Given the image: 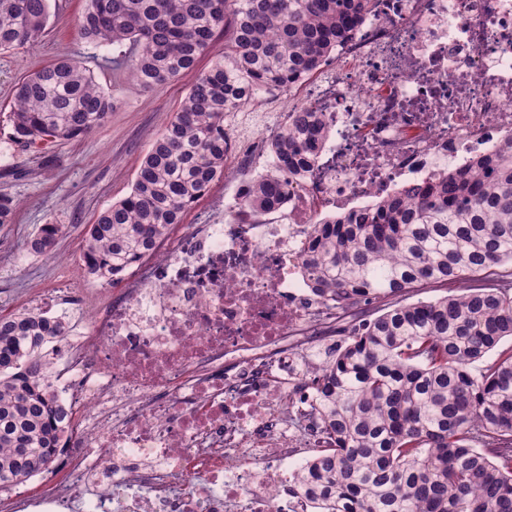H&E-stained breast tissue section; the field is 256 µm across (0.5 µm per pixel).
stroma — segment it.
I'll list each match as a JSON object with an SVG mask.
<instances>
[{
	"label": "stroma",
	"instance_id": "stroma-1",
	"mask_svg": "<svg viewBox=\"0 0 512 512\" xmlns=\"http://www.w3.org/2000/svg\"><path fill=\"white\" fill-rule=\"evenodd\" d=\"M82 0H53L44 36L28 48L0 54V193L18 201L12 223L0 225V316L42 300L69 326L82 317L70 298L97 287L81 263L88 224L131 191L137 169L156 137L186 100L199 73L224 55L216 37L195 69L161 87L145 89L108 63L112 48L85 43L77 32ZM78 56L114 106L93 133L71 141L27 147L12 138L9 112L17 84L61 59ZM60 224L53 253L25 247L41 225Z\"/></svg>",
	"mask_w": 512,
	"mask_h": 512
}]
</instances>
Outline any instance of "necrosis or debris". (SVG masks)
Returning <instances> with one entry per match:
<instances>
[{
  "mask_svg": "<svg viewBox=\"0 0 512 512\" xmlns=\"http://www.w3.org/2000/svg\"><path fill=\"white\" fill-rule=\"evenodd\" d=\"M304 106L328 136L280 206L243 209L273 167L277 126L238 154L234 191L137 262L66 342L51 384L79 416L82 455L32 512H320L290 491L324 447L317 362L336 299L304 245L322 215L372 205L512 139V0H371Z\"/></svg>",
  "mask_w": 512,
  "mask_h": 512,
  "instance_id": "4bbe7bcc",
  "label": "necrosis or debris"
}]
</instances>
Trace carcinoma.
Returning <instances> with one entry per match:
<instances>
[{
    "mask_svg": "<svg viewBox=\"0 0 512 512\" xmlns=\"http://www.w3.org/2000/svg\"><path fill=\"white\" fill-rule=\"evenodd\" d=\"M89 44L127 47L112 58L144 89L193 70L217 32L224 59L193 84L185 105L143 157L130 193L88 225L81 261L113 283L151 256L224 176L225 118L274 86L313 74L349 38L371 0H85ZM51 0H0V54L33 45ZM112 99L93 73L64 59L17 84L10 122L22 144L69 141L100 127ZM326 137L323 115L299 105L271 151L275 168L244 201L270 209ZM15 199L0 193V225ZM63 225L26 242L50 254ZM512 265V141L429 181L408 182L375 204L315 225L306 274L318 294L379 314L336 328L314 381V410L334 447L302 466L297 489L324 512H512V290L495 285ZM437 285L448 294L410 301ZM66 324L41 311L0 317V489L51 469L71 435L72 412L49 382L48 347Z\"/></svg>",
    "mask_w": 512,
    "mask_h": 512,
    "instance_id": "1",
    "label": "carcinoma"
}]
</instances>
